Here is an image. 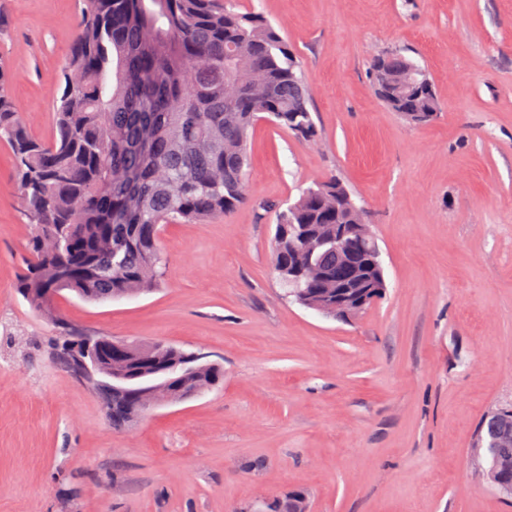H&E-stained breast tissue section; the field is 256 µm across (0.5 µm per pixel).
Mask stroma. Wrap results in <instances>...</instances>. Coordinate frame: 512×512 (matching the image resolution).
<instances>
[{
	"label": "stroma",
	"instance_id": "obj_1",
	"mask_svg": "<svg viewBox=\"0 0 512 512\" xmlns=\"http://www.w3.org/2000/svg\"><path fill=\"white\" fill-rule=\"evenodd\" d=\"M285 39L317 135L250 136L251 203L169 224L155 291L62 292L92 335L163 340L224 368L221 387L113 429L49 355L60 330L17 292L29 228L0 142V512H243L289 491L309 512H512L471 446L512 409V0H240ZM19 116L53 133L77 0H0ZM406 51L441 110L417 124L375 94L370 62ZM333 174L363 204L386 288L348 321L289 302L276 207Z\"/></svg>",
	"mask_w": 512,
	"mask_h": 512
}]
</instances>
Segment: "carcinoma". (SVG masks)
<instances>
[{
    "label": "carcinoma",
    "instance_id": "1",
    "mask_svg": "<svg viewBox=\"0 0 512 512\" xmlns=\"http://www.w3.org/2000/svg\"><path fill=\"white\" fill-rule=\"evenodd\" d=\"M393 70L373 79L382 100L411 121L440 103L426 71L403 53L371 62ZM53 135L33 137L17 117L9 74L0 67V141L13 155L30 227L18 293L58 320L53 294L103 302L160 286L166 224L224 216L248 201L250 133L266 118L295 137L316 135L299 62L263 15L231 0H81L80 30L58 78ZM330 175L301 191L277 216L274 268L300 304L318 282L288 281V261L313 260L334 278L384 275L357 244L336 242V225L364 224ZM112 366L151 378L132 344L106 353ZM179 396L195 398L224 382V368L173 344L160 347ZM112 427L124 429L163 406L131 387L112 396ZM487 473L512 483V415L482 420L474 442ZM300 494L267 512H302Z\"/></svg>",
    "mask_w": 512,
    "mask_h": 512
}]
</instances>
